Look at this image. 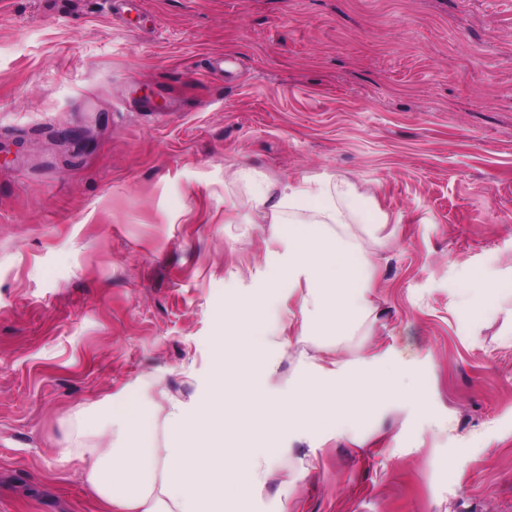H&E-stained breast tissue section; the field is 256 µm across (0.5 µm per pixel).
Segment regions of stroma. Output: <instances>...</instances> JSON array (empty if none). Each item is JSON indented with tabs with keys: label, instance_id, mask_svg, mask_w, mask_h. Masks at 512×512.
I'll use <instances>...</instances> for the list:
<instances>
[{
	"label": "stroma",
	"instance_id": "1",
	"mask_svg": "<svg viewBox=\"0 0 512 512\" xmlns=\"http://www.w3.org/2000/svg\"><path fill=\"white\" fill-rule=\"evenodd\" d=\"M241 166L352 183L378 260L362 330L273 349L271 394L333 349L412 392L272 435L248 512H512V293H477L512 282V0H0V512H97L67 444L135 396L163 445L225 301L287 321Z\"/></svg>",
	"mask_w": 512,
	"mask_h": 512
}]
</instances>
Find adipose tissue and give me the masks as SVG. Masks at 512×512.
Wrapping results in <instances>:
<instances>
[{
    "label": "adipose tissue",
    "instance_id": "1",
    "mask_svg": "<svg viewBox=\"0 0 512 512\" xmlns=\"http://www.w3.org/2000/svg\"><path fill=\"white\" fill-rule=\"evenodd\" d=\"M235 177L246 188L240 205L248 223L270 225L283 248L281 280L302 291L273 343L288 349L314 334L354 335L371 311L376 258L346 231L348 181L325 174L277 187L251 168ZM266 308L260 294L225 301L207 391L194 409H172L164 446L151 443L142 402L109 408L111 443L78 451L99 512H241L263 485L272 455L244 445L243 428L307 436L319 424L361 420L402 396L394 378L341 358L310 364L287 398L269 396L265 383L276 365Z\"/></svg>",
    "mask_w": 512,
    "mask_h": 512
}]
</instances>
